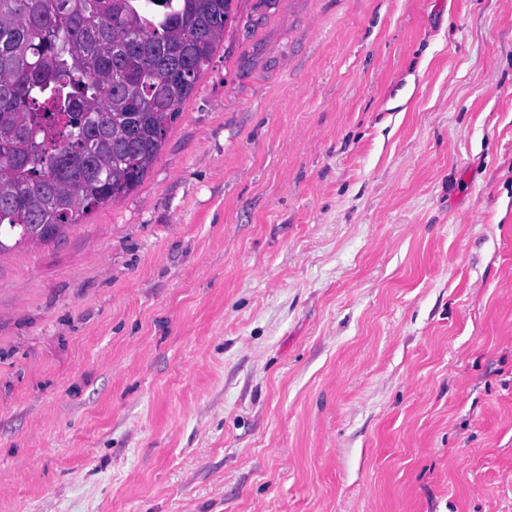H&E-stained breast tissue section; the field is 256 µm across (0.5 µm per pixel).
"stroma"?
Here are the masks:
<instances>
[{"label": "stroma", "mask_w": 512, "mask_h": 512, "mask_svg": "<svg viewBox=\"0 0 512 512\" xmlns=\"http://www.w3.org/2000/svg\"><path fill=\"white\" fill-rule=\"evenodd\" d=\"M0 512H512V0H237L0 254Z\"/></svg>", "instance_id": "stroma-1"}]
</instances>
